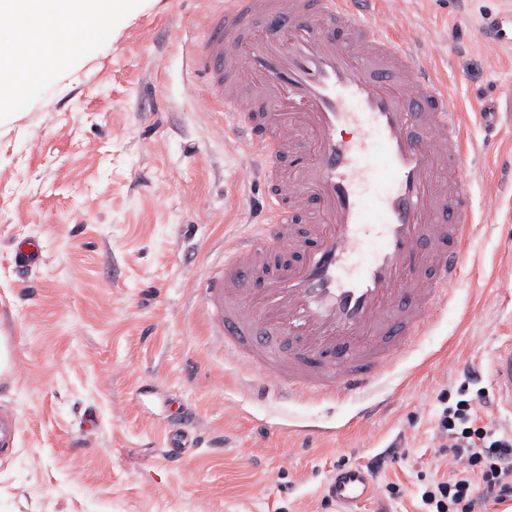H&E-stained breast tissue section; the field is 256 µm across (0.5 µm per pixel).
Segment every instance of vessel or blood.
I'll return each mask as SVG.
<instances>
[{
  "instance_id": "vessel-or-blood-1",
  "label": "vessel or blood",
  "mask_w": 512,
  "mask_h": 512,
  "mask_svg": "<svg viewBox=\"0 0 512 512\" xmlns=\"http://www.w3.org/2000/svg\"><path fill=\"white\" fill-rule=\"evenodd\" d=\"M192 73L249 159L263 202L200 287L224 355L258 391L336 402L372 390L448 306L471 247L469 137L441 78L415 55L427 29L382 0H208ZM479 33L512 47V12ZM490 376L512 409V337ZM358 466L328 497L370 498Z\"/></svg>"
}]
</instances>
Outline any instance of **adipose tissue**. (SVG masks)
<instances>
[{"mask_svg": "<svg viewBox=\"0 0 512 512\" xmlns=\"http://www.w3.org/2000/svg\"><path fill=\"white\" fill-rule=\"evenodd\" d=\"M125 0H0V98L17 78L63 62L85 30L117 13Z\"/></svg>", "mask_w": 512, "mask_h": 512, "instance_id": "adipose-tissue-1", "label": "adipose tissue"}]
</instances>
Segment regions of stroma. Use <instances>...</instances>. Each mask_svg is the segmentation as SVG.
Instances as JSON below:
<instances>
[{
    "instance_id": "35a3bbf8",
    "label": "stroma",
    "mask_w": 512,
    "mask_h": 512,
    "mask_svg": "<svg viewBox=\"0 0 512 512\" xmlns=\"http://www.w3.org/2000/svg\"><path fill=\"white\" fill-rule=\"evenodd\" d=\"M201 7L130 0L0 114V336L18 365L0 378V415L19 421L0 450V512H341L325 485L378 456L376 482L407 495L356 512H417L409 494L435 469L442 407L471 369L492 394L491 355L512 336V138L476 121L489 102L512 114V48L478 33L512 0L390 4L399 25L429 28L422 52L467 116L480 226L450 304L377 389L386 407L364 431L346 421L365 398L258 395L193 289L261 196L237 181L246 156L221 135L223 113L189 84ZM22 240L42 247L23 269ZM175 426L189 453L170 448Z\"/></svg>"
}]
</instances>
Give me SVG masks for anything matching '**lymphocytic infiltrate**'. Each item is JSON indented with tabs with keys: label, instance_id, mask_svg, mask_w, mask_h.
<instances>
[{
	"label": "lymphocytic infiltrate",
	"instance_id": "lymphocytic-infiltrate-1",
	"mask_svg": "<svg viewBox=\"0 0 512 512\" xmlns=\"http://www.w3.org/2000/svg\"><path fill=\"white\" fill-rule=\"evenodd\" d=\"M477 406L460 399L445 406L438 431L448 456L444 477L426 484L420 512H480L487 502L512 500V430L489 422L477 426Z\"/></svg>",
	"mask_w": 512,
	"mask_h": 512
}]
</instances>
